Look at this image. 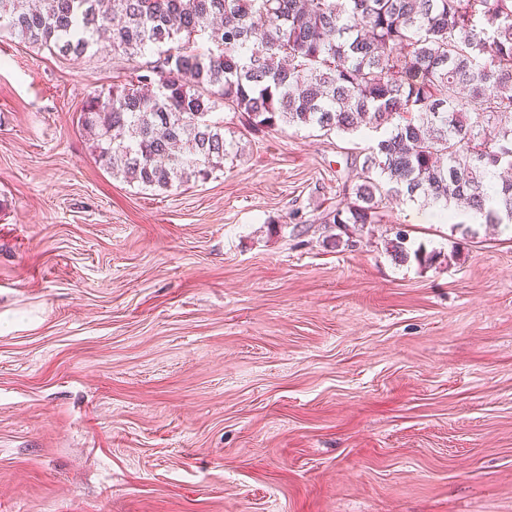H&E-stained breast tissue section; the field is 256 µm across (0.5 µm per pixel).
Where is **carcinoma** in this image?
Here are the masks:
<instances>
[{
  "mask_svg": "<svg viewBox=\"0 0 512 512\" xmlns=\"http://www.w3.org/2000/svg\"><path fill=\"white\" fill-rule=\"evenodd\" d=\"M103 3L0 0V32L63 56L157 55L85 101L113 177L170 190L224 169L226 109L255 133H378L323 217L337 242L390 196L512 226V179L496 182L512 172V0H112L110 17ZM388 248L440 257L401 233Z\"/></svg>",
  "mask_w": 512,
  "mask_h": 512,
  "instance_id": "cac0c4a2",
  "label": "carcinoma"
}]
</instances>
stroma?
I'll list each match as a JSON object with an SVG mask.
<instances>
[{"mask_svg": "<svg viewBox=\"0 0 512 512\" xmlns=\"http://www.w3.org/2000/svg\"><path fill=\"white\" fill-rule=\"evenodd\" d=\"M132 69L0 33V512H512V232L333 242L375 132L229 111L223 170L124 182L80 114Z\"/></svg>", "mask_w": 512, "mask_h": 512, "instance_id": "1", "label": "stroma"}]
</instances>
